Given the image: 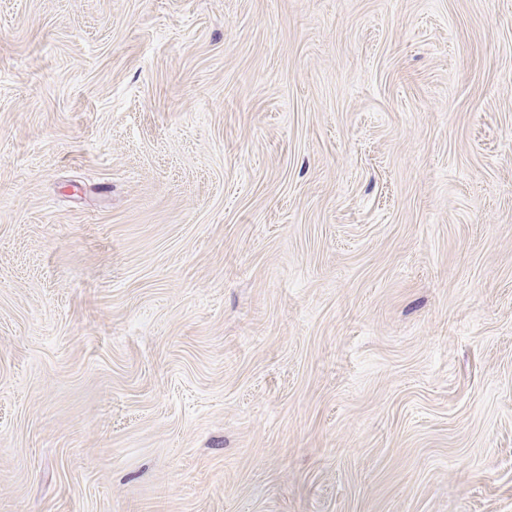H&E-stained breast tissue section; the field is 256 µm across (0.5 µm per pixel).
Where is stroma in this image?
<instances>
[{"label":"stroma","mask_w":512,"mask_h":512,"mask_svg":"<svg viewBox=\"0 0 512 512\" xmlns=\"http://www.w3.org/2000/svg\"><path fill=\"white\" fill-rule=\"evenodd\" d=\"M0 512H512V0H0Z\"/></svg>","instance_id":"obj_1"}]
</instances>
